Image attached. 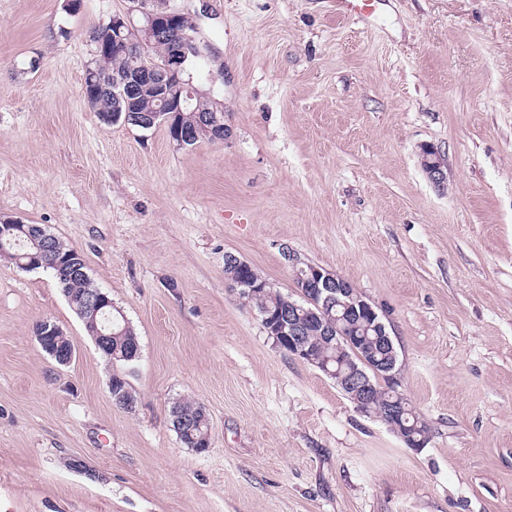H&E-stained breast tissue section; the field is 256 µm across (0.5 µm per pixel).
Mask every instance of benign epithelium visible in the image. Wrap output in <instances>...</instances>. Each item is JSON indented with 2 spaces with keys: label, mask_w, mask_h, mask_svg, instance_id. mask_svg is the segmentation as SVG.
Here are the masks:
<instances>
[{
  "label": "benign epithelium",
  "mask_w": 512,
  "mask_h": 512,
  "mask_svg": "<svg viewBox=\"0 0 512 512\" xmlns=\"http://www.w3.org/2000/svg\"><path fill=\"white\" fill-rule=\"evenodd\" d=\"M143 24L135 25L127 15L116 14L109 22L112 44L122 46L135 54L154 47L159 42H173L175 48L164 57L163 63L154 68H147L134 75L112 82V98L115 107L112 109V122L122 120V105H130L137 95L146 87L154 88L158 98L162 101L159 111L149 115L143 122L147 129L154 127L156 122L167 125L170 139L176 145L184 147L194 141L195 132L189 128L175 129L172 127L170 113L182 112L189 108L192 100L197 97V89L190 83L182 82L179 70L183 62L190 56L201 54L194 32L182 24L183 17L179 11L169 6L152 10H141ZM423 161L427 168L426 174L436 185L444 183V162L440 153L428 148L423 152ZM26 235L30 238L42 240V247L53 244L52 236L36 224L9 223L0 225V242H10V239ZM282 254L288 265L295 269L299 278V292L305 297L309 296L322 301L325 305L336 303L343 307L345 313L366 322L376 331L374 341L378 342L379 350L383 352L381 358L366 359L360 357L362 365H357L352 359L345 358L331 369L328 363H317L311 350L302 336V323L298 320V304L292 300L288 305L278 309V312L266 313L262 322L274 335L279 337L282 346L288 348V354L311 365H320L324 374L333 379L336 386L349 398L355 407L362 413L371 414V404L376 390L375 383L387 382L393 388H398L399 382L394 376L396 368V351L389 332L386 329L379 313L367 302L356 288L345 278L321 270L318 267L304 269L299 266L297 255L288 247L282 248ZM235 269L239 270L235 277L234 286L243 290L259 287L250 263L240 258L234 260ZM323 340L336 347L338 353H344L343 344L360 345L365 348L366 339L350 336L338 337L335 330L325 327L322 330ZM109 391L115 402L124 407H133L135 397L124 386L119 377H113ZM405 397L397 394L395 399L385 407L379 419L390 428H395V421L403 413Z\"/></svg>",
  "instance_id": "benign-epithelium-1"
}]
</instances>
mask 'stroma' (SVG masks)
I'll return each instance as SVG.
<instances>
[{"label": "stroma", "instance_id": "obj_1", "mask_svg": "<svg viewBox=\"0 0 512 512\" xmlns=\"http://www.w3.org/2000/svg\"><path fill=\"white\" fill-rule=\"evenodd\" d=\"M170 5L224 141L87 103L90 32L132 0H0V219L77 249L139 342L106 358L49 272L0 257V512H512V0H381L366 23L336 0ZM286 247L382 314L421 451L227 287L232 253L297 296ZM178 400L205 407L206 451ZM423 150H426L423 152ZM423 161L427 168L426 174L429 179L436 185L440 186L444 183V162L442 156L437 149L423 147Z\"/></svg>", "mask_w": 512, "mask_h": 512}]
</instances>
